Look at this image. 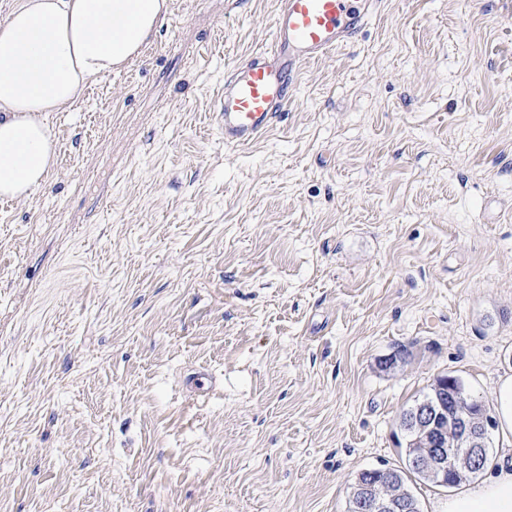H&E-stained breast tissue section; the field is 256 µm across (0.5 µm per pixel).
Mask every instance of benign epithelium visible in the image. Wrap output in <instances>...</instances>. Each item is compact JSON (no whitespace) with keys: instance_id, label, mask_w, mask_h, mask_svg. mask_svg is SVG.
I'll return each mask as SVG.
<instances>
[{"instance_id":"benign-epithelium-1","label":"benign epithelium","mask_w":512,"mask_h":512,"mask_svg":"<svg viewBox=\"0 0 512 512\" xmlns=\"http://www.w3.org/2000/svg\"><path fill=\"white\" fill-rule=\"evenodd\" d=\"M404 427L415 434L411 463L443 486L448 485V474L473 470L486 460L485 440L492 421L476 415L472 402L451 380L438 387ZM358 507L363 512H409L387 470L363 488Z\"/></svg>"}]
</instances>
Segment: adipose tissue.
<instances>
[{"label": "adipose tissue", "instance_id": "1", "mask_svg": "<svg viewBox=\"0 0 512 512\" xmlns=\"http://www.w3.org/2000/svg\"><path fill=\"white\" fill-rule=\"evenodd\" d=\"M170 0H18L0 22V196L24 200L55 159L51 113L140 56ZM506 445L481 484L449 496L445 512H512V375L496 390Z\"/></svg>", "mask_w": 512, "mask_h": 512}]
</instances>
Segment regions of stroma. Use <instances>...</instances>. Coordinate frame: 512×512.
Instances as JSON below:
<instances>
[{"mask_svg":"<svg viewBox=\"0 0 512 512\" xmlns=\"http://www.w3.org/2000/svg\"><path fill=\"white\" fill-rule=\"evenodd\" d=\"M276 0H172L0 199V512H346L437 376L512 373V0H380L225 145ZM395 368L381 364L397 350ZM213 376L209 395L185 383Z\"/></svg>","mask_w":512,"mask_h":512,"instance_id":"35a3bbf8","label":"stroma"}]
</instances>
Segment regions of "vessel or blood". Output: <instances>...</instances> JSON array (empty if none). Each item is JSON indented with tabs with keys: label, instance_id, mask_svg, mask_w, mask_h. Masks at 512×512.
I'll list each match as a JSON object with an SVG mask.
<instances>
[{
	"label": "vessel or blood",
	"instance_id": "b4317fda",
	"mask_svg": "<svg viewBox=\"0 0 512 512\" xmlns=\"http://www.w3.org/2000/svg\"><path fill=\"white\" fill-rule=\"evenodd\" d=\"M373 0H277L269 46L235 65L216 109L225 144L247 147L265 134L291 99L306 64L348 46Z\"/></svg>",
	"mask_w": 512,
	"mask_h": 512
}]
</instances>
